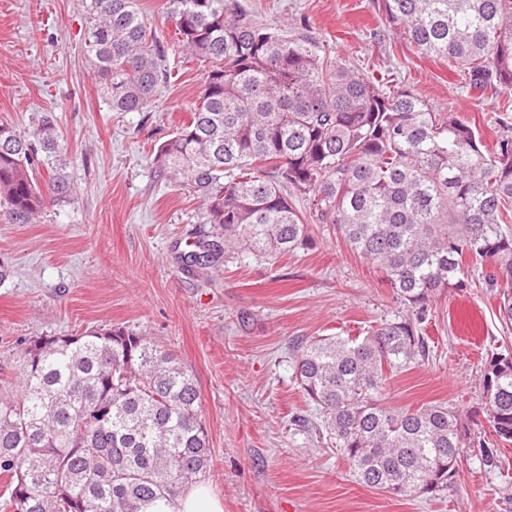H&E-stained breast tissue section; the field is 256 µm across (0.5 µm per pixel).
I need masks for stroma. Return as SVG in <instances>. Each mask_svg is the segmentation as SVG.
<instances>
[{
    "instance_id": "obj_1",
    "label": "stroma",
    "mask_w": 512,
    "mask_h": 512,
    "mask_svg": "<svg viewBox=\"0 0 512 512\" xmlns=\"http://www.w3.org/2000/svg\"><path fill=\"white\" fill-rule=\"evenodd\" d=\"M237 2L260 23L291 24L348 66L459 113L487 148L504 134L496 119L512 110V90H470L446 61L415 53L375 0ZM139 7L169 76L147 111L116 112L89 66L80 0H0V123L28 136L53 114L72 189L30 224L0 207V389L17 390L33 337L122 326L194 375L212 451L200 482L224 512H512V444L495 464L464 448L446 488L398 498L360 484L317 430L292 425L295 415L317 418L296 378L295 340L355 335L404 307L328 224H310L311 245L277 258L242 253L217 270L183 262L212 227L197 195L152 157L186 119L207 65L186 57L167 0ZM498 304L478 274L470 288L437 297L425 326L428 357L390 375L381 402L441 403L468 432L489 431L484 367L512 352Z\"/></svg>"
}]
</instances>
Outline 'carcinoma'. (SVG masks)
<instances>
[{"instance_id": "cac0c4a2", "label": "carcinoma", "mask_w": 512, "mask_h": 512, "mask_svg": "<svg viewBox=\"0 0 512 512\" xmlns=\"http://www.w3.org/2000/svg\"><path fill=\"white\" fill-rule=\"evenodd\" d=\"M416 52L463 68L475 88L512 89V0H377ZM188 57L209 63L187 121L155 166L193 187L218 233L206 262L245 249L273 257L306 246L320 224L380 269L410 314L360 336L296 341L297 380L320 429L364 485L397 497L436 492L462 448L485 459L512 441V355L485 365L488 441L469 443L453 409L387 407L388 375L426 356L432 300L470 287V268L499 289L512 327V136L485 149L480 130L420 94L360 74L314 37L259 24L227 0H169ZM87 52L115 112H144L168 73L138 0H81ZM55 119L29 138L0 124V205L31 223L71 188L55 165ZM49 172L40 182V168ZM21 390L0 393L3 512H167L210 467L196 379L148 337L113 327L40 336L25 348Z\"/></svg>"}]
</instances>
